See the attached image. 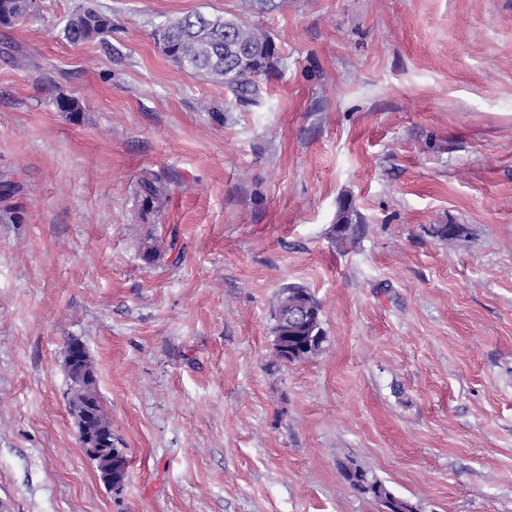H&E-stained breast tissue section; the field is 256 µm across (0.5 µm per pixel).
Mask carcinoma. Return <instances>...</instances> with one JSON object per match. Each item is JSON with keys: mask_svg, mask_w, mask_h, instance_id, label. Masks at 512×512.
I'll return each mask as SVG.
<instances>
[{"mask_svg": "<svg viewBox=\"0 0 512 512\" xmlns=\"http://www.w3.org/2000/svg\"><path fill=\"white\" fill-rule=\"evenodd\" d=\"M243 14L213 16L202 12L186 13L167 19L156 33L158 45L174 63L195 75L224 83L240 103H253L259 93L257 78L274 70L278 62L274 41L247 16H263L280 7V0H241ZM37 13L36 0H0V25L10 26ZM112 21L91 6L79 8L68 20L63 34L72 44H81L108 33ZM143 207L158 212L168 197V183L155 174L140 180ZM301 301L310 309V323L301 330L306 338L315 340L314 352L325 341L319 302L301 286L282 290L280 297ZM76 383L75 397L79 403L96 413V425L108 432L111 423L102 410L96 382H80L79 370L70 369Z\"/></svg>", "mask_w": 512, "mask_h": 512, "instance_id": "carcinoma-1", "label": "carcinoma"}]
</instances>
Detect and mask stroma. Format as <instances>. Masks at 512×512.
Here are the masks:
<instances>
[{
  "instance_id": "stroma-1",
  "label": "stroma",
  "mask_w": 512,
  "mask_h": 512,
  "mask_svg": "<svg viewBox=\"0 0 512 512\" xmlns=\"http://www.w3.org/2000/svg\"><path fill=\"white\" fill-rule=\"evenodd\" d=\"M38 3L0 27V512H379L347 466L418 512H512V0H281L248 105L153 37L240 0ZM82 5L112 30L74 45ZM289 285L326 340L281 364ZM73 340L118 490L78 440ZM143 207L146 212H159L168 197V183L155 174L140 180ZM292 288V289H290ZM288 290V291H287ZM288 294L289 300L301 301L306 304L310 309V323L308 327L301 330V333L304 336H295L298 338H312L315 340L314 351L311 353V357L315 356L320 349L322 348V343L325 341V334L322 328V320H321V306L319 302L311 295L310 292L306 288L301 286H288L284 288L280 294L278 299L276 308L274 310V340L277 336H282L280 333L284 331V328L281 326L279 320V306L282 299ZM273 340V341H274ZM70 374L72 380L76 383L74 393L80 405L83 404L92 409L96 413V425L103 431L110 432L111 423L102 410L96 391V380L90 384L80 382L79 370L76 367L70 369Z\"/></svg>"
}]
</instances>
